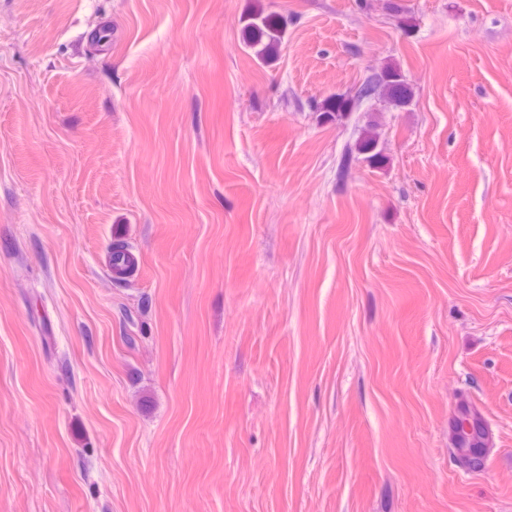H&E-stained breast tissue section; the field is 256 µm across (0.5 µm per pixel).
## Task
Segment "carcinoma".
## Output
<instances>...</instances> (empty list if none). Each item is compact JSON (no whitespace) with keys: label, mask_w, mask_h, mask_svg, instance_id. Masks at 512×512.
<instances>
[{"label":"carcinoma","mask_w":512,"mask_h":512,"mask_svg":"<svg viewBox=\"0 0 512 512\" xmlns=\"http://www.w3.org/2000/svg\"><path fill=\"white\" fill-rule=\"evenodd\" d=\"M244 44L261 62L274 61L281 50L285 31L283 21L273 14L262 11L249 14L244 19ZM379 102L394 110H404L413 101V90L402 70L395 65L383 67L378 73L365 80L356 90L354 96L331 95L318 107L323 119L340 120L349 112L365 102ZM378 134L370 125L365 129L355 145L344 156V164L360 158L370 165L377 166L384 162L381 152L377 151ZM108 266L113 278L123 282L131 278L138 261L131 248L124 242L111 244L108 251Z\"/></svg>","instance_id":"cac0c4a2"}]
</instances>
